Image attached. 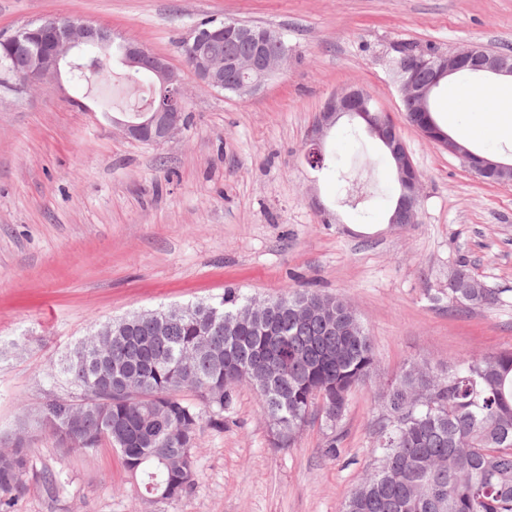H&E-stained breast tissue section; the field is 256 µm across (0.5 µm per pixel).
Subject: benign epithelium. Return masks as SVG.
Here are the masks:
<instances>
[{"label": "benign epithelium", "mask_w": 512, "mask_h": 512, "mask_svg": "<svg viewBox=\"0 0 512 512\" xmlns=\"http://www.w3.org/2000/svg\"><path fill=\"white\" fill-rule=\"evenodd\" d=\"M38 30L43 37V45L28 54V65L25 72L17 76L16 87L22 89L37 86L59 77L61 67H74L73 59L78 48L91 46L96 49L98 57L108 58L112 55V47L117 45L122 53V62L128 69H145L152 74L154 85L160 88L161 97L149 109L139 113L134 121L111 115L108 119L120 127L128 138L159 145L185 128L187 113L183 78L167 57L149 51L135 40L118 43L110 30L81 20L49 19L41 22ZM211 36L208 29L197 28L190 33L185 43L189 51V70L197 83L205 88L220 91L227 88L239 97L251 96L273 74L285 68L282 55L271 50L264 40L258 42L256 51L248 57L233 60L214 57L205 50ZM418 64L429 73L428 80L420 81L410 71L395 68V76L400 84L402 111L405 113L429 111L430 98L441 80L465 69L483 75L512 78V56L504 53L488 54L476 47L423 56ZM230 70L245 73L244 79L229 86L224 85V73ZM342 117L349 118L379 140L393 160L395 176L402 191L390 215L389 224L396 227L418 223L421 188L419 179L409 178V174L415 172L411 155L402 137L393 133V121L389 114L362 87H345L326 99L307 134L308 159L321 155L324 136ZM433 134L432 141L478 177L493 172L499 175V183H512V162L505 163L478 154L443 130L435 129Z\"/></svg>", "instance_id": "1"}]
</instances>
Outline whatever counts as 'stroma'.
Here are the masks:
<instances>
[{"label":"stroma","mask_w":512,"mask_h":512,"mask_svg":"<svg viewBox=\"0 0 512 512\" xmlns=\"http://www.w3.org/2000/svg\"><path fill=\"white\" fill-rule=\"evenodd\" d=\"M59 17L168 57L185 77L191 122L162 145L115 128L101 97L124 70L117 59L86 88L65 74L0 88V434L44 401L49 363L99 323L230 287L261 300L291 289L342 298L371 336L379 372L350 391L336 428L312 418L291 448L275 447L259 395L238 385L223 427L200 430L196 486L171 504L141 500L109 446L64 454L37 437L34 465L62 471L64 487L50 497L30 478L14 512H341L375 465L378 394L402 369L444 373L462 355L512 348V185L484 182L422 137L392 73L404 45L512 51V0H0V36ZM227 18L278 30L294 48L287 70L249 97L200 87L180 52L197 23ZM478 84L461 81L453 110L438 92V119L473 150L511 161L512 139L470 109ZM350 85L401 130L421 175L417 223H388L394 173L363 129L341 121L323 140L325 166L304 159L316 113ZM345 174L379 182L381 195L345 205ZM460 260L499 290L494 309L449 306Z\"/></svg>","instance_id":"stroma-1"}]
</instances>
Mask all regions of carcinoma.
<instances>
[{"label": "carcinoma", "mask_w": 512, "mask_h": 512, "mask_svg": "<svg viewBox=\"0 0 512 512\" xmlns=\"http://www.w3.org/2000/svg\"><path fill=\"white\" fill-rule=\"evenodd\" d=\"M398 55L427 79L417 65L423 53L403 47ZM26 63L0 45V87ZM454 276L449 305L496 306L495 290L468 287L465 264ZM351 319L341 298L311 290L258 301L226 288L209 302L107 321L52 367V385L70 392L23 410V421L66 452L110 446L141 499L172 503L193 489L198 433L205 422L224 427L238 377L262 379L268 418L288 429L277 446H293L315 416L336 428L351 389L378 372L364 325L336 328ZM380 409L378 466L343 512H512V349L464 356L440 375L412 363L382 392ZM32 440L22 426L0 449V512H13L26 488Z\"/></svg>", "instance_id": "obj_1"}]
</instances>
